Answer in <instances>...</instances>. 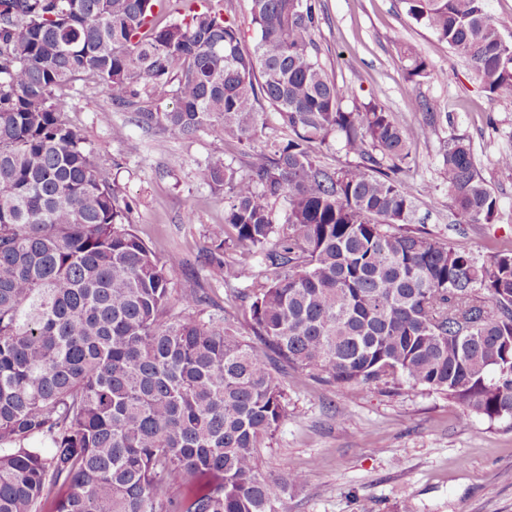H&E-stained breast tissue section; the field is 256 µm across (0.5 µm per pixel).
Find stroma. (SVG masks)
Instances as JSON below:
<instances>
[{"label": "stroma", "instance_id": "stroma-1", "mask_svg": "<svg viewBox=\"0 0 512 512\" xmlns=\"http://www.w3.org/2000/svg\"><path fill=\"white\" fill-rule=\"evenodd\" d=\"M313 39L345 108L378 100L410 124L433 114L427 139L412 147L407 178L416 196L413 226L431 237L484 257L512 250V170L499 159L512 154V94L486 91L447 44L419 26L404 0H322ZM415 47L430 77L408 79L403 45ZM63 116L78 127L102 175L129 203L127 218L158 257L181 253L176 290L208 289L220 315L251 337L240 296L248 282H209L201 263L210 227L224 221V194L201 185L198 166L221 159L247 171L244 147L208 132L185 140L171 132L131 124L114 109L104 84L91 78L55 91ZM426 111H419L418 103ZM108 112L125 125L113 139L99 121ZM470 143L482 176L499 200L491 222L456 223L442 170L448 139ZM182 164L171 168V156ZM286 389V416L263 442L260 463L274 474L297 468L306 484L289 491L283 512H512V420L471 417L446 397L409 387L354 393L325 383L314 372L277 373ZM344 422H337V415Z\"/></svg>", "mask_w": 512, "mask_h": 512}]
</instances>
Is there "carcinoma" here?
<instances>
[{"instance_id":"1","label":"carcinoma","mask_w":512,"mask_h":512,"mask_svg":"<svg viewBox=\"0 0 512 512\" xmlns=\"http://www.w3.org/2000/svg\"><path fill=\"white\" fill-rule=\"evenodd\" d=\"M0 10V512H280L306 474L257 456L285 416L274 373L316 371L343 388L442 394L462 418L512 419V252L479 258L410 228L403 177L429 117L342 107L314 55L320 0H249L252 50L214 0H8ZM490 93H512V42L486 0H405ZM408 77L428 64L403 49ZM88 74L144 128L254 144L266 102L288 129L197 180L225 193L208 276L251 280L246 341L201 321L200 288L172 303L179 253L161 259L117 206L53 91ZM175 84L161 112L149 87ZM357 162L321 163L331 136ZM459 224L497 197L473 150L443 149ZM286 203L283 222L273 205ZM234 241L271 271L224 260Z\"/></svg>"}]
</instances>
